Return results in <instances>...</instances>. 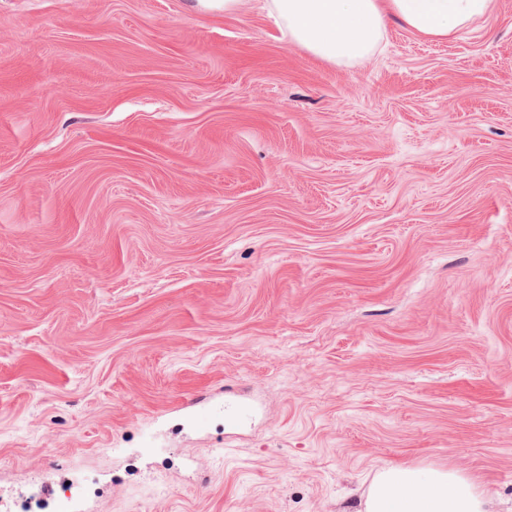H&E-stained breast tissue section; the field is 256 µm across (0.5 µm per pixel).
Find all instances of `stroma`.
<instances>
[{"mask_svg":"<svg viewBox=\"0 0 512 512\" xmlns=\"http://www.w3.org/2000/svg\"><path fill=\"white\" fill-rule=\"evenodd\" d=\"M187 3L0 0V504L512 512V0L350 68ZM359 512H492L483 484L454 468L387 463L375 474Z\"/></svg>","mask_w":512,"mask_h":512,"instance_id":"obj_1","label":"stroma"}]
</instances>
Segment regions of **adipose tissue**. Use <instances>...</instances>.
Masks as SVG:
<instances>
[{"label":"adipose tissue","mask_w":512,"mask_h":512,"mask_svg":"<svg viewBox=\"0 0 512 512\" xmlns=\"http://www.w3.org/2000/svg\"><path fill=\"white\" fill-rule=\"evenodd\" d=\"M493 0H264L291 44L350 67L381 46L388 18L417 34L444 38L485 17ZM361 512H491L483 484L454 468L385 464Z\"/></svg>","instance_id":"1"}]
</instances>
